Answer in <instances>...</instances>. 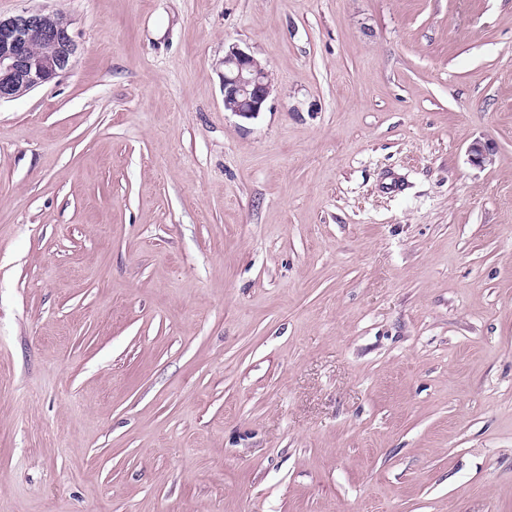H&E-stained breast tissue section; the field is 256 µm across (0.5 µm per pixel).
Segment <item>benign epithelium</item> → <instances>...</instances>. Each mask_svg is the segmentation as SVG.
Here are the masks:
<instances>
[{"mask_svg": "<svg viewBox=\"0 0 512 512\" xmlns=\"http://www.w3.org/2000/svg\"><path fill=\"white\" fill-rule=\"evenodd\" d=\"M61 12L30 9L0 17V101L16 98L71 67L76 43ZM224 110L258 117L273 91L266 67L237 45L224 52Z\"/></svg>", "mask_w": 512, "mask_h": 512, "instance_id": "benign-epithelium-1", "label": "benign epithelium"}]
</instances>
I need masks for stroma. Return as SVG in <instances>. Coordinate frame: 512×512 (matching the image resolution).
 <instances>
[{
  "instance_id": "obj_1",
  "label": "stroma",
  "mask_w": 512,
  "mask_h": 512,
  "mask_svg": "<svg viewBox=\"0 0 512 512\" xmlns=\"http://www.w3.org/2000/svg\"><path fill=\"white\" fill-rule=\"evenodd\" d=\"M26 8L77 51L0 102V512H512V0ZM224 109L243 120L263 112L273 91L266 67L253 55L232 45L224 52Z\"/></svg>"
}]
</instances>
